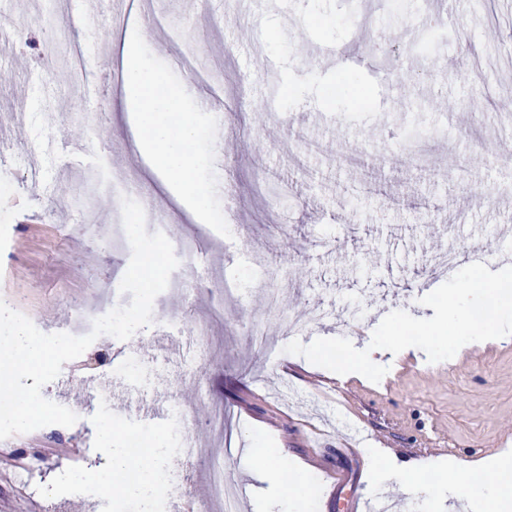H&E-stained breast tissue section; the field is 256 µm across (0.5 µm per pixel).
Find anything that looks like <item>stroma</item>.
I'll return each instance as SVG.
<instances>
[{
  "label": "stroma",
  "instance_id": "1",
  "mask_svg": "<svg viewBox=\"0 0 512 512\" xmlns=\"http://www.w3.org/2000/svg\"><path fill=\"white\" fill-rule=\"evenodd\" d=\"M254 0H151L163 25L144 19L142 37L195 102L243 85L229 113H217L214 171L232 233L202 223L152 173L123 108L121 42L127 25H84L82 0H9L0 23L26 27L29 41L0 51V164L14 186L0 191V298L43 333L71 332L79 311L106 315V289L119 288L130 244L110 246L121 212L112 209V176L129 196L152 204L178 253L169 290L153 302L152 326L121 341L97 338L42 389L72 410L70 427L49 425L0 440L24 459L0 476V512H225L205 490L211 464L185 481L184 447L212 449L233 476L236 512L257 499L276 504L278 487L254 477L257 432L311 466L322 512H349V500L386 503L391 512H473L471 499L441 504L407 494L370 474L360 451L379 448L401 461L448 456L472 463L512 452V340L465 354L456 364L403 362L379 383L344 380L285 353L294 340L367 339L391 311L432 315L420 299L443 284V253L489 239L479 262L503 267L512 242V149L477 150L504 135L498 108L512 100V0H267L251 35ZM436 14L435 24H420ZM390 44L360 39L361 27ZM322 44L364 56L337 89L338 64L316 56ZM110 67H102V57ZM273 70L256 76L255 59ZM485 73L481 112L451 124L433 104L467 103L471 71ZM370 99L355 103L356 94ZM237 135L251 165L224 150ZM357 147L361 164L344 154ZM488 187L462 222L448 208L471 192L465 171ZM236 290L225 294V283ZM300 315L289 330L288 318ZM208 336L206 357L193 344ZM112 379L111 399L100 383ZM189 405L196 426L178 425ZM130 432L154 440L155 458L134 457L144 494L106 490L97 470L108 461L100 439ZM61 456H45V449ZM67 448L78 458L64 456ZM93 460L87 471L85 460ZM31 472L37 482L22 479Z\"/></svg>",
  "mask_w": 512,
  "mask_h": 512
}]
</instances>
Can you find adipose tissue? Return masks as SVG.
<instances>
[{"label": "adipose tissue", "instance_id": "1", "mask_svg": "<svg viewBox=\"0 0 512 512\" xmlns=\"http://www.w3.org/2000/svg\"><path fill=\"white\" fill-rule=\"evenodd\" d=\"M366 454L371 463L377 464L381 481L397 483L415 496L435 500L445 495L452 498L464 494L473 498L479 495L478 488L470 480V471L467 468L451 467L449 480L441 486L430 487L420 479L417 468L392 463L380 464L377 452L371 448L367 449ZM261 455L269 461L268 466L260 470L264 481H280L282 473L285 472L291 476L289 484L284 488L277 512H315L317 504L313 499L312 480L307 470L288 459L278 448L262 449Z\"/></svg>", "mask_w": 512, "mask_h": 512}]
</instances>
